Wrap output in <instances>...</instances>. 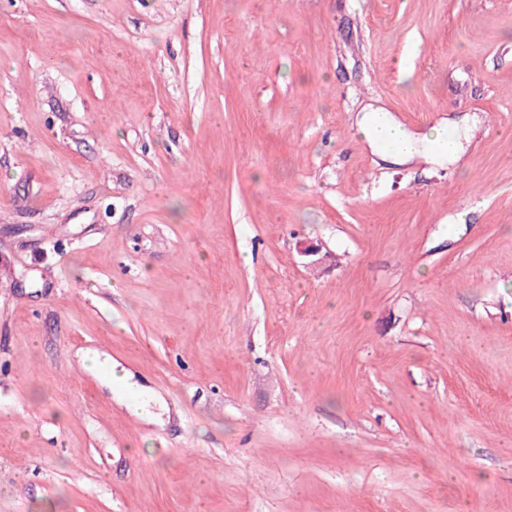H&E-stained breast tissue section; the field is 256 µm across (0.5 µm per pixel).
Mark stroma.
Wrapping results in <instances>:
<instances>
[{
  "label": "stroma",
  "mask_w": 512,
  "mask_h": 512,
  "mask_svg": "<svg viewBox=\"0 0 512 512\" xmlns=\"http://www.w3.org/2000/svg\"><path fill=\"white\" fill-rule=\"evenodd\" d=\"M2 268L0 512H512V0H0ZM365 121L359 123L357 132L368 139L371 143H378L380 141L381 135L385 133L389 136L408 143L407 148L391 152L395 159L404 160L415 155L416 148L413 138L408 136L400 124L391 121H380L376 119H371L367 122ZM449 136V138H448ZM427 145L436 148L435 159L438 157H448L457 149V140L448 133V127H432L422 138ZM84 369L91 375L99 378L111 391H115V397L119 404L138 416L146 424L162 425L163 410L167 411L161 400L150 388L134 381V374L121 367L119 363L106 356L101 358L98 353L84 351L81 355ZM104 372V376H100ZM157 408L159 411H155Z\"/></svg>",
  "instance_id": "stroma-1"
}]
</instances>
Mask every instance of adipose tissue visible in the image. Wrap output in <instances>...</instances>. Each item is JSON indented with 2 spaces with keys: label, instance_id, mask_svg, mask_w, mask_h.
<instances>
[{
  "label": "adipose tissue",
  "instance_id": "ef3b65f1",
  "mask_svg": "<svg viewBox=\"0 0 512 512\" xmlns=\"http://www.w3.org/2000/svg\"><path fill=\"white\" fill-rule=\"evenodd\" d=\"M81 362L91 375L101 376L104 385L114 391L116 400L147 424H162L161 400L150 388L139 384L131 371L121 368L111 358L83 352Z\"/></svg>",
  "mask_w": 512,
  "mask_h": 512
}]
</instances>
